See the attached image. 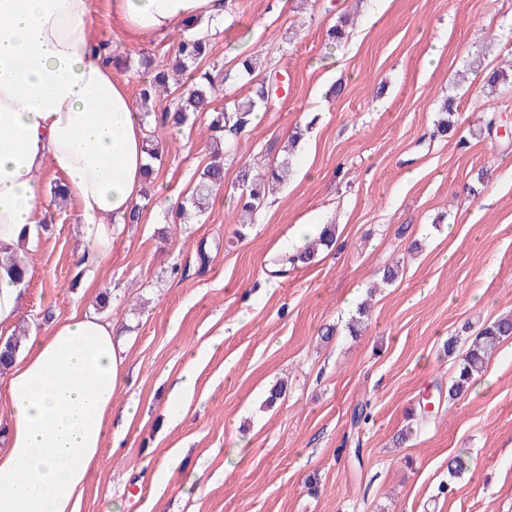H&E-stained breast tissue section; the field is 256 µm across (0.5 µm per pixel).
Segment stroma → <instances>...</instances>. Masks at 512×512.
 <instances>
[{
	"label": "stroma",
	"instance_id": "stroma-1",
	"mask_svg": "<svg viewBox=\"0 0 512 512\" xmlns=\"http://www.w3.org/2000/svg\"><path fill=\"white\" fill-rule=\"evenodd\" d=\"M349 11L348 40L328 47ZM90 33L130 57L115 75L140 107L138 58L172 67L176 32L131 36L112 0H93ZM210 33L224 92L249 95L237 62L256 51L279 89L235 138L203 218L174 222L165 204L186 203L210 160L200 118L159 128L165 153L142 220L94 272L79 265L87 244L72 202L46 210L22 252L20 326L41 332L75 312L112 321L126 369L107 427L124 438L104 444L80 512H512V338L484 385L453 402L442 351L463 324L512 310V140L486 128L494 114L512 120V0H233ZM494 70L506 77L491 93ZM449 97L457 126L434 136ZM283 157L288 182L241 223L238 171ZM310 223L335 225V245L279 271L273 258L298 247L293 226ZM394 263L397 281L381 284ZM189 364L195 385L177 415L169 394ZM276 384L283 394L267 404ZM428 391L440 408L419 425ZM361 403L370 418L355 427ZM458 455L469 467L452 479Z\"/></svg>",
	"mask_w": 512,
	"mask_h": 512
}]
</instances>
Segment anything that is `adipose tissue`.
<instances>
[{"mask_svg":"<svg viewBox=\"0 0 512 512\" xmlns=\"http://www.w3.org/2000/svg\"><path fill=\"white\" fill-rule=\"evenodd\" d=\"M133 33H164L224 0H113ZM92 0H0V249L38 235L43 169L60 174L99 263L145 186L146 125L92 53ZM113 323L72 315L32 334L0 383V512H79L125 369Z\"/></svg>","mask_w":512,"mask_h":512,"instance_id":"obj_1","label":"adipose tissue"}]
</instances>
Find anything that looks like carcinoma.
I'll return each instance as SVG.
<instances>
[{"label":"carcinoma","instance_id":"1","mask_svg":"<svg viewBox=\"0 0 512 512\" xmlns=\"http://www.w3.org/2000/svg\"><path fill=\"white\" fill-rule=\"evenodd\" d=\"M202 18H196L184 24L189 33L182 34L176 41V66L185 75V79L175 87H170L164 72H156L142 89L144 99L153 95H167L170 103L162 111L155 123L162 126L176 124L184 125L190 117L199 113H212L208 124L209 131L224 138L229 144L239 134L251 125L254 113L260 106H266L270 100V84L266 79L256 83L253 95L246 101L227 100L224 107H214L218 91L221 69L216 63H209L210 39L199 38L190 30L199 26ZM351 19L342 15L335 25L327 31L328 43L338 45L348 37L347 28ZM443 117L437 122V131L448 134L455 127L452 118L455 115L453 99H446L441 106ZM147 153L152 161L163 158V144L156 136V129L146 130ZM290 172L289 159L285 158L273 163L256 173L249 168L238 172L237 178L241 184L238 204L245 214L252 216L268 204L267 184L282 183L288 179ZM224 186V160L214 156L197 175L192 194L191 206L196 213H206L209 204L216 197L218 190ZM336 238V225L325 224L316 237L301 250L286 252L279 259V264L286 266L297 263L312 262L320 247H329ZM512 336V315L498 318L483 325L473 336H450L443 344V353L448 360L456 365L452 384L448 388V400H456L469 391L477 378L486 371L490 358L498 345ZM18 340L10 338L0 345V374L7 370L14 361Z\"/></svg>","mask_w":512,"mask_h":512}]
</instances>
